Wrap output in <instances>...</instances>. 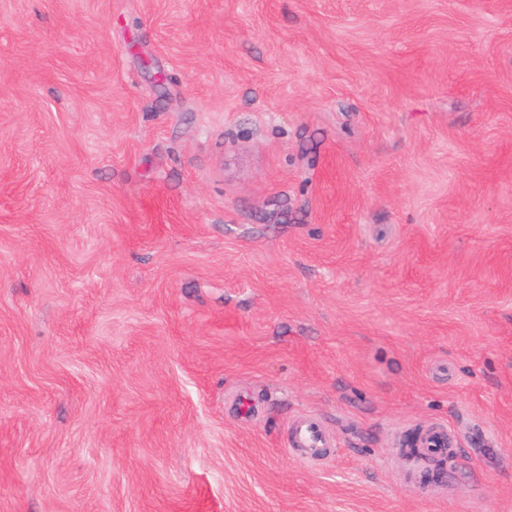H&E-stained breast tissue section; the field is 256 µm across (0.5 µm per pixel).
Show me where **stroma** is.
I'll return each instance as SVG.
<instances>
[{"mask_svg": "<svg viewBox=\"0 0 512 512\" xmlns=\"http://www.w3.org/2000/svg\"><path fill=\"white\" fill-rule=\"evenodd\" d=\"M0 512H512V0H0ZM288 452L299 461L319 464L332 455L331 440L318 420L301 419L292 427ZM423 440L420 443V453L417 457L408 458L405 456L404 477L408 484L417 487L426 478L424 473L430 470L431 475L437 471L433 470L438 461H451L455 437L447 426L436 424L422 430Z\"/></svg>", "mask_w": 512, "mask_h": 512, "instance_id": "1", "label": "stroma"}]
</instances>
